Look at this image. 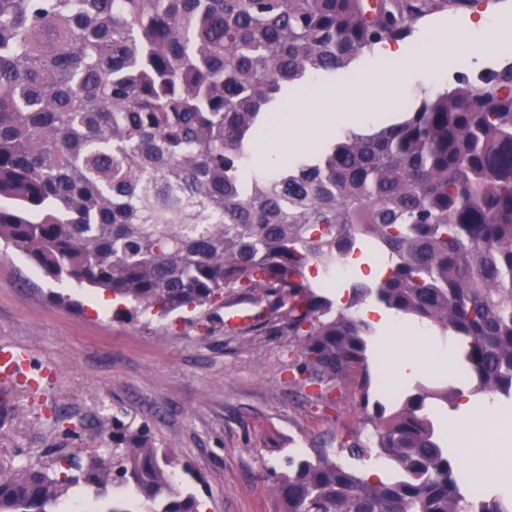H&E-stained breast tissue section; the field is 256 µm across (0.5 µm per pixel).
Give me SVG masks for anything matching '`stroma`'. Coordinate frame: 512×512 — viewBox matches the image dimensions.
<instances>
[{
  "label": "stroma",
  "mask_w": 512,
  "mask_h": 512,
  "mask_svg": "<svg viewBox=\"0 0 512 512\" xmlns=\"http://www.w3.org/2000/svg\"><path fill=\"white\" fill-rule=\"evenodd\" d=\"M433 27L512 34V0L436 13L404 48L422 53ZM431 58L398 95L380 101L381 123L395 121L426 93L512 59V42L484 54L437 49ZM60 293L70 304L56 302ZM101 295L57 283L0 243V344L27 348L36 362L58 369L39 391L0 390V457L35 464L73 448L111 447L117 416L148 425L157 447L189 465L199 512H280L272 467L300 448L335 450L344 427L358 419L352 399L325 413L289 384L296 354L287 332L231 336L220 310L203 326L194 312L128 316L98 306Z\"/></svg>",
  "instance_id": "1"
}]
</instances>
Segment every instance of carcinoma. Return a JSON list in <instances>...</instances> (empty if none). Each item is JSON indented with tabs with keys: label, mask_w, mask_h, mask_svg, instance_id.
Segmentation results:
<instances>
[{
	"label": "carcinoma",
	"mask_w": 512,
	"mask_h": 512,
	"mask_svg": "<svg viewBox=\"0 0 512 512\" xmlns=\"http://www.w3.org/2000/svg\"><path fill=\"white\" fill-rule=\"evenodd\" d=\"M476 2L0 0V239L129 315L258 295L263 325L295 341L291 383L317 407L356 403L337 448L385 473L298 452L271 472L281 512H512V491L471 496L436 429L458 390L373 387L359 315L374 300L462 339L473 393L512 400V62L293 166L253 151L312 77ZM363 251L387 255L386 274L337 310L336 264ZM109 452L0 462V512H64L110 487L146 512H198L147 426L112 420Z\"/></svg>",
	"instance_id": "carcinoma-1"
}]
</instances>
